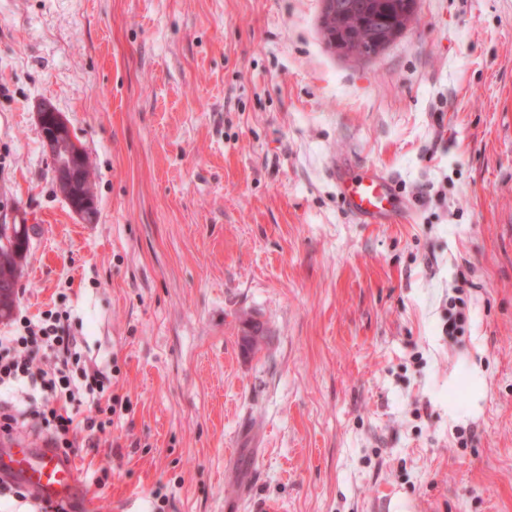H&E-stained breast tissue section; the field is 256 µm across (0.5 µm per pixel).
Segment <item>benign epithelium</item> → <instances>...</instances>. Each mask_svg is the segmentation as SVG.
Returning <instances> with one entry per match:
<instances>
[{"mask_svg": "<svg viewBox=\"0 0 512 512\" xmlns=\"http://www.w3.org/2000/svg\"><path fill=\"white\" fill-rule=\"evenodd\" d=\"M37 116L44 147L53 164L57 193L81 221L94 222L96 201L87 175L88 159L78 149L68 120L48 102L39 106Z\"/></svg>", "mask_w": 512, "mask_h": 512, "instance_id": "7a95c632", "label": "benign epithelium"}]
</instances>
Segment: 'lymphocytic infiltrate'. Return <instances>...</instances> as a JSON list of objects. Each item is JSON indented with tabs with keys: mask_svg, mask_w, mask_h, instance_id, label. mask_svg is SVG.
<instances>
[{
	"mask_svg": "<svg viewBox=\"0 0 512 512\" xmlns=\"http://www.w3.org/2000/svg\"><path fill=\"white\" fill-rule=\"evenodd\" d=\"M21 330L0 336V391L29 388L25 406L0 400V433L11 434L31 424L45 430L53 450L69 457L83 432L105 433L122 402L105 398V374L83 360L71 336L67 315L49 312L39 321L20 318ZM90 402L87 415L75 406L78 395Z\"/></svg>",
	"mask_w": 512,
	"mask_h": 512,
	"instance_id": "1",
	"label": "lymphocytic infiltrate"
}]
</instances>
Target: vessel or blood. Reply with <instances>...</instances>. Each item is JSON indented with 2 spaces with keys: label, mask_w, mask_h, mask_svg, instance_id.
Returning <instances> with one entry per match:
<instances>
[{
  "label": "vessel or blood",
  "mask_w": 512,
  "mask_h": 512,
  "mask_svg": "<svg viewBox=\"0 0 512 512\" xmlns=\"http://www.w3.org/2000/svg\"><path fill=\"white\" fill-rule=\"evenodd\" d=\"M336 191L348 213L360 224H389L401 213L392 180L374 167L333 169ZM0 472L23 477L42 498H71L77 487L72 464L49 448H24L9 442L0 449Z\"/></svg>",
  "instance_id": "vessel-or-blood-1"
}]
</instances>
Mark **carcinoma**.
<instances>
[{
  "label": "carcinoma",
  "instance_id": "obj_1",
  "mask_svg": "<svg viewBox=\"0 0 512 512\" xmlns=\"http://www.w3.org/2000/svg\"><path fill=\"white\" fill-rule=\"evenodd\" d=\"M335 8L322 13L321 32L328 49L357 59L369 41L389 46L417 17L416 0H333ZM20 265L0 245V289L18 282Z\"/></svg>",
  "mask_w": 512,
  "mask_h": 512
}]
</instances>
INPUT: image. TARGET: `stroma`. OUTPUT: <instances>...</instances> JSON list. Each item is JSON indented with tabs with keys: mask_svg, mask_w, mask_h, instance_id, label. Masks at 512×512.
I'll return each instance as SVG.
<instances>
[{
	"mask_svg": "<svg viewBox=\"0 0 512 512\" xmlns=\"http://www.w3.org/2000/svg\"><path fill=\"white\" fill-rule=\"evenodd\" d=\"M321 11L0 0V224L32 228L13 314L67 312L123 405L78 438L76 512H512V0H418L368 60ZM45 101L95 223L55 191ZM337 164L405 215L355 222ZM43 143L54 168L57 193L71 211L84 223L96 218V201L90 177L88 159L78 149L66 117L50 103L43 102L37 112ZM448 307V323L445 331L448 336H454L459 333L467 321V303L461 296L450 297Z\"/></svg>",
	"mask_w": 512,
	"mask_h": 512,
	"instance_id": "stroma-1",
	"label": "stroma"
}]
</instances>
